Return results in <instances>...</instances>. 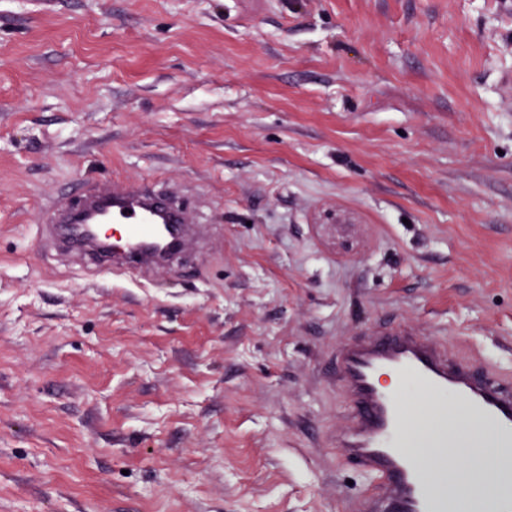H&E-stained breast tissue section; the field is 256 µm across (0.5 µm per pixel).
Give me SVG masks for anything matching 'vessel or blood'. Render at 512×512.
<instances>
[{
	"label": "vessel or blood",
	"instance_id": "obj_1",
	"mask_svg": "<svg viewBox=\"0 0 512 512\" xmlns=\"http://www.w3.org/2000/svg\"><path fill=\"white\" fill-rule=\"evenodd\" d=\"M156 211L165 212L182 228L194 221L185 204L147 180L89 190L62 211L60 221L100 216L119 226L126 247L114 254L113 270L144 278L166 268L169 260L168 254L152 255L144 247L156 233L151 219ZM336 360L354 417L337 441L372 478L375 512H452L447 481H429L424 473L426 465L441 466L448 449L458 444L447 431L444 412L449 404L464 405L481 417V445L512 456V389L497 385V369L476 375L468 361L450 355L443 343L406 330L346 345ZM384 373L393 376L392 386L381 383ZM418 395L429 398L432 413L411 435L409 401ZM475 509L512 512V471L499 474Z\"/></svg>",
	"mask_w": 512,
	"mask_h": 512
}]
</instances>
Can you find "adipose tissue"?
I'll return each mask as SVG.
<instances>
[{
    "label": "adipose tissue",
    "instance_id": "adipose-tissue-1",
    "mask_svg": "<svg viewBox=\"0 0 512 512\" xmlns=\"http://www.w3.org/2000/svg\"><path fill=\"white\" fill-rule=\"evenodd\" d=\"M473 424L474 421L466 410L455 404L449 406L448 429L467 445L463 466L449 475L452 484L461 489L483 482L486 474L512 468V458L501 457L491 448L473 447L472 442L475 438Z\"/></svg>",
    "mask_w": 512,
    "mask_h": 512
}]
</instances>
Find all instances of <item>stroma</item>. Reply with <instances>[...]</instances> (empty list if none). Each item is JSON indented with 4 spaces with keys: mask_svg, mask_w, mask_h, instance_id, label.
<instances>
[{
    "mask_svg": "<svg viewBox=\"0 0 512 512\" xmlns=\"http://www.w3.org/2000/svg\"><path fill=\"white\" fill-rule=\"evenodd\" d=\"M512 0H0V512H367L336 351L512 372ZM204 241L66 253L86 183ZM155 211L165 212L172 224L179 225L180 242L173 251L151 255L141 243L156 233L157 227L151 219ZM79 216H102L106 224L119 226L126 247L121 253H113V274L129 272L143 280L152 270L166 268L168 260L186 243L187 224L195 223L192 211L185 204L147 180L104 184L89 190L61 212L60 223L68 224Z\"/></svg>",
    "mask_w": 512,
    "mask_h": 512,
    "instance_id": "35a3bbf8",
    "label": "stroma"
}]
</instances>
